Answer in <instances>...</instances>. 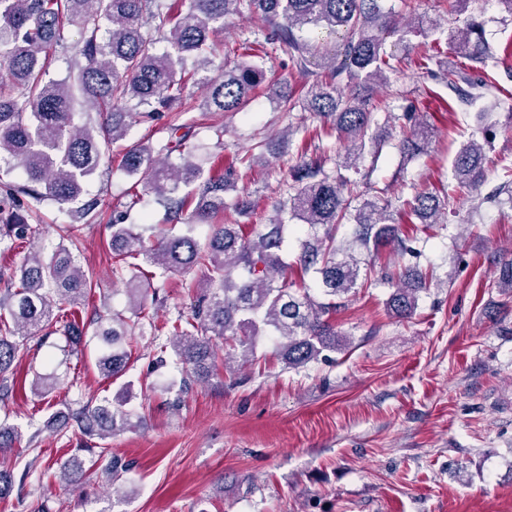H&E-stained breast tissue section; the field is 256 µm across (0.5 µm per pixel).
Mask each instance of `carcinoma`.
I'll return each instance as SVG.
<instances>
[{
    "label": "carcinoma",
    "mask_w": 512,
    "mask_h": 512,
    "mask_svg": "<svg viewBox=\"0 0 512 512\" xmlns=\"http://www.w3.org/2000/svg\"><path fill=\"white\" fill-rule=\"evenodd\" d=\"M184 8L173 12L168 0H0V163L22 168L26 181L0 189V245L23 241L34 233L29 224L33 210L49 203H74L85 193V185L99 168L103 149L124 139L136 118H152L168 112L170 140L154 149L140 142L122 154L120 167L129 176L145 182L156 203L171 219L180 220L191 208L185 232L155 233L152 224H128V215L112 216V252L135 260L133 268L156 266L165 273L201 267L206 288L196 300L191 315L178 316L168 335L170 348L183 365V384L207 379L215 368L212 339L231 340L243 356L255 354L256 338L272 336L279 341V357L290 368L319 360L325 351L342 346L327 316L336 311L335 298L358 287L361 261L353 255L337 258L336 229L347 220L354 223L356 239L365 246L398 243L401 254L409 252L395 234L389 204L362 199L354 192L356 183L342 175L330 177L313 161L301 160L289 171L288 200L278 210H288L306 224L312 236L302 242L298 257L303 272L314 271L317 287L329 301L316 300L305 289H293L288 265L280 256L287 225L276 217L260 224L252 237L244 236L241 225L212 220L224 213V178L204 176L203 167L184 151L189 132L180 122L192 110L188 85L203 88L201 105L210 112H240L251 100L265 72L252 61L254 45L242 44L239 60L219 74L196 78L184 62L193 53L198 69H207L203 57L209 33L224 28L230 14L257 15L274 27L275 40L288 54L305 62L317 56L323 61L325 79L316 80L301 100L282 90L272 94L281 107L291 112L299 107L313 115L333 120L336 133L348 145L339 156L338 167L359 169L368 150L383 148L375 127L374 109L369 107L374 88L388 80L387 71L396 67L385 50L386 38L406 42L412 28L400 24L380 0H183ZM155 22V32L171 35V50L152 52L150 40L141 32L143 24ZM76 22L81 40L75 55L82 59L68 80L47 77L51 51L64 46V26ZM312 26L330 33L343 32L338 48L320 51L318 43L298 32ZM449 50L477 61L489 56L480 25L470 23L448 34ZM448 89L465 103L485 94L484 87L469 79L453 61L439 65ZM101 117L92 123L91 113ZM399 148L413 159L429 148L433 129L424 121L407 118L401 126ZM179 153L181 162L170 160ZM484 145L470 139L453 161L455 178L472 189L481 183ZM30 198L23 207L19 196ZM448 202L424 191L414 190L407 201L409 212L423 224H437ZM198 224L209 225L200 241L194 233ZM74 241L49 255L35 246L19 269L3 281L0 290V400L11 392L4 373L35 333L60 335L63 352L80 346L85 332L74 320H61L67 308L81 304L92 292L91 278L75 254ZM123 279L128 298L127 317L109 308L97 313L94 335L101 341L95 366L109 379L121 376L129 364V336L140 325L141 315L153 283L138 275ZM427 274L405 265L385 280L394 288L388 309L408 317L416 309L419 289ZM168 346L160 345V352ZM58 385L52 373L37 374L32 392L43 397ZM118 412L112 404L86 402L71 410L66 419L76 422L82 434L104 440L117 427ZM84 462L72 457L61 466V480L76 486L84 477Z\"/></svg>",
    "instance_id": "obj_1"
}]
</instances>
